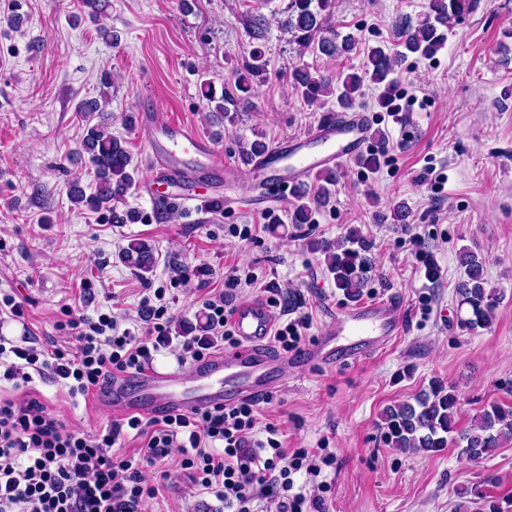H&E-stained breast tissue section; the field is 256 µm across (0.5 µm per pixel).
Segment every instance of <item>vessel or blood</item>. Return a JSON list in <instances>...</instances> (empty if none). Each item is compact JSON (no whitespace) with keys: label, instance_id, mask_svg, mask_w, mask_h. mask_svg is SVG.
<instances>
[{"label":"vessel or blood","instance_id":"obj_1","mask_svg":"<svg viewBox=\"0 0 512 512\" xmlns=\"http://www.w3.org/2000/svg\"><path fill=\"white\" fill-rule=\"evenodd\" d=\"M137 127L145 135L149 156L165 180L185 185L181 203L200 208L203 198L224 202V155L215 143L182 121L163 112H141ZM364 115L341 112L287 143L272 145L255 158L253 167L264 179L289 191L310 173L326 171L357 155L369 139ZM406 306L389 296L342 312L327 336L305 349L310 361L336 357L355 360L367 351H380L401 335ZM231 324L239 345L200 364L191 378L148 364L135 378L112 381V403L142 416L189 413L231 405L270 390L268 374L283 368L284 359L270 356L266 347L273 330L268 306L260 300L235 304Z\"/></svg>","mask_w":512,"mask_h":512}]
</instances>
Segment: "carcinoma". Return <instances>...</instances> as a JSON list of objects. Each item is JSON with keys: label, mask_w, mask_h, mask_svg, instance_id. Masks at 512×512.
<instances>
[{"label": "carcinoma", "mask_w": 512, "mask_h": 512, "mask_svg": "<svg viewBox=\"0 0 512 512\" xmlns=\"http://www.w3.org/2000/svg\"><path fill=\"white\" fill-rule=\"evenodd\" d=\"M335 0H289L282 26L292 34L299 52L318 51L323 55L342 56L351 53L355 40L351 36L327 37L325 21L333 12ZM475 8V0H429L425 18L415 26L399 31L401 44L413 54L428 57L436 54L445 44V35L440 27L459 20ZM398 55L373 47L367 54L364 68L360 72L326 75L305 64L294 68L291 77L294 87L302 98L312 103L324 94L337 93L340 109L349 111L360 104L363 83L368 80L384 85L380 94L382 104L392 106V82L389 74L394 70ZM248 89V81H238L235 90H227L216 98L209 84L201 87V95L215 104V111L229 114V106L235 103V91ZM79 111L86 118V134L82 149L88 155L96 178L95 192L89 196L81 190L71 192V202L91 210L106 209L112 220L124 223L135 220V213L120 215L112 204L124 200L133 186L134 176L130 172L131 157L121 141L112 136L109 126L97 120L101 107L97 101L83 102ZM385 162L384 152L371 151L358 159V164L370 173H375ZM321 185L314 194L305 190L296 193V202L291 211V223L313 224L315 214L330 201V187L336 184L337 173L322 172L317 176ZM313 248L325 256V264L336 288L350 300L361 295L371 279L373 266L368 253L373 242L358 230H351L344 238L330 243L318 241ZM122 261L129 267L150 273L155 266L153 248L140 239L129 240L122 250ZM459 266L463 276L456 287L458 310L464 312L459 318L460 326L475 330L487 326L498 300L496 289L488 287L484 261L468 248L459 251ZM458 396L456 391L434 380L428 389L420 392L411 401L393 404L382 415L384 439L394 448L408 452H439L452 446L458 456L468 462L478 463L493 450L512 441V407L496 401L489 403L472 420L470 425L458 426Z\"/></svg>", "instance_id": "carcinoma-1"}]
</instances>
